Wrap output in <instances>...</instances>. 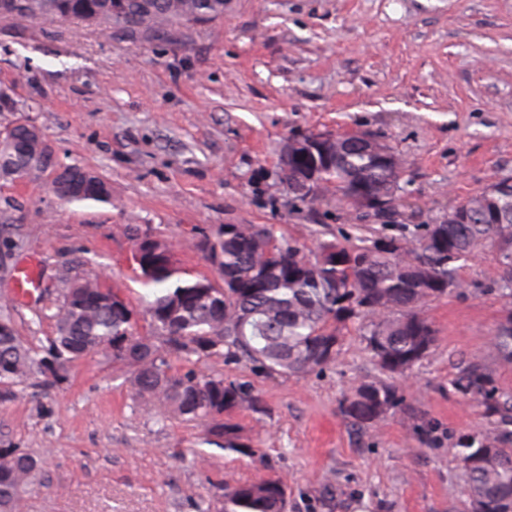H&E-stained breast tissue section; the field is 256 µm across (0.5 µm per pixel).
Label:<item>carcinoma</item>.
<instances>
[{"mask_svg": "<svg viewBox=\"0 0 512 512\" xmlns=\"http://www.w3.org/2000/svg\"><path fill=\"white\" fill-rule=\"evenodd\" d=\"M20 16L69 18L112 31L162 27L177 19L204 23L224 15V0H23ZM44 150L17 127V140L0 147V178L15 180L39 169ZM404 165L390 146L363 133L351 143L339 134L310 132L288 140L282 156L288 194L312 203L328 187L355 211L376 219L399 205ZM69 204L112 203V190L88 188L63 198ZM469 219L455 211L423 224L410 237L357 236L318 243L314 256L297 241L276 235L267 224H226L198 247L222 284L207 277L190 283L165 267L137 266L154 300L140 311L131 303L82 305L95 294L94 280L64 281L53 314L56 336L43 352L26 347L15 331L0 333V385L13 388L43 376L52 385L68 365L97 351L112 363L133 368L136 400L147 412L164 405L180 416L206 421L210 442L253 455L233 421L244 406L256 410L251 389L222 374L181 372L171 357L189 360L222 356L283 376L321 372L342 351L349 324L379 373L387 380L361 381L342 403L351 424L368 427L402 405L389 379L408 376L430 352L436 331L422 307L463 287L459 262L490 248L502 269L498 290L512 313V178H502L464 202ZM150 333L138 332L142 317ZM492 348L512 361V319L499 323ZM461 394L498 418L493 431L462 445L470 512H512V395L494 384L476 360L463 361L449 381ZM41 460L16 448H0V512H22L39 486ZM222 512H287L288 492L278 478L260 475L223 486Z\"/></svg>", "mask_w": 512, "mask_h": 512, "instance_id": "carcinoma-1", "label": "carcinoma"}]
</instances>
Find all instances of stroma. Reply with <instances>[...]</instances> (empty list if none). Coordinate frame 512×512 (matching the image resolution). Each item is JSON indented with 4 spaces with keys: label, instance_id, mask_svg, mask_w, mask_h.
<instances>
[{
    "label": "stroma",
    "instance_id": "stroma-1",
    "mask_svg": "<svg viewBox=\"0 0 512 512\" xmlns=\"http://www.w3.org/2000/svg\"><path fill=\"white\" fill-rule=\"evenodd\" d=\"M0 92L18 105L0 128L34 124L57 164L112 186L111 204L81 206L52 192L47 170L0 180V311L38 348L66 279L103 274L132 305L151 299L129 225L173 241L187 277L215 281L198 242L218 226L270 224L311 249L343 232L397 235L512 177V0H224L206 24L108 34L0 15ZM307 132H370L404 159L389 224L356 222L332 192L290 202L280 159ZM29 260L42 288L21 302L14 276ZM500 275L493 253H478L464 288L425 307L437 341L395 379L402 410L369 427L341 412L355 382L379 376L357 331L335 366L301 377L173 359L252 384L265 414L234 415L252 457L208 444L199 423L145 414L130 368L101 352L60 383L0 398V448L42 461L24 512H197L219 504L224 482L260 474L287 484L288 512H467L459 442L494 421L448 381L478 358L512 392V363L490 346Z\"/></svg>",
    "mask_w": 512,
    "mask_h": 512
}]
</instances>
